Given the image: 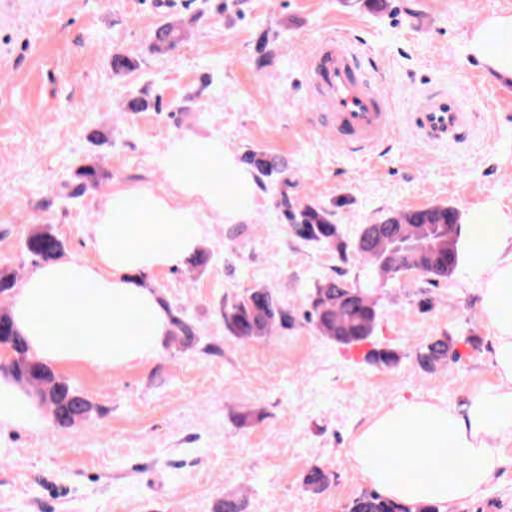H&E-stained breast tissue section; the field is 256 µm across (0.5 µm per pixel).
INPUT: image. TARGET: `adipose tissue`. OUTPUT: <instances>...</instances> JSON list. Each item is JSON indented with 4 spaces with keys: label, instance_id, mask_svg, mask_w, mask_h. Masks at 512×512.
<instances>
[{
    "label": "adipose tissue",
    "instance_id": "obj_1",
    "mask_svg": "<svg viewBox=\"0 0 512 512\" xmlns=\"http://www.w3.org/2000/svg\"><path fill=\"white\" fill-rule=\"evenodd\" d=\"M470 49L489 71L512 75V15L485 18L471 32ZM162 169L164 189L134 186L107 197L91 226L93 260L42 264L13 295L14 325L42 362L112 370L152 356L169 332V318L140 275L196 253L207 215L237 224L253 210L254 178L222 138H174ZM457 233L456 268L479 284L497 384L451 406L398 403L370 420L349 450L375 492L412 508L482 494L503 463L504 442L512 441V215L474 208L460 214ZM487 237L493 247H484ZM493 406L499 409L494 416ZM47 424L36 393L0 373V425L38 431ZM386 448L396 450V462L380 460ZM449 450L467 461L464 471L441 464Z\"/></svg>",
    "mask_w": 512,
    "mask_h": 512
}]
</instances>
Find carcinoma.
<instances>
[{
    "label": "carcinoma",
    "mask_w": 512,
    "mask_h": 512,
    "mask_svg": "<svg viewBox=\"0 0 512 512\" xmlns=\"http://www.w3.org/2000/svg\"><path fill=\"white\" fill-rule=\"evenodd\" d=\"M188 27L182 21L169 22L159 27L152 43L155 52H168L186 37ZM258 67L270 63L274 55L272 41L263 32L256 40ZM138 67L131 57L117 53L112 56V71L121 76ZM261 182H276L287 171L286 165L268 154L249 150L242 156ZM109 173L95 162L80 166L74 181L67 185L68 197L79 198L97 187ZM278 207L284 217L289 235L303 243H314L324 250L347 260L352 253L364 267L361 281L355 284L340 277L318 282L309 292L304 319L317 335L344 347L370 342L378 318L375 291L390 280V274L405 266L433 283L445 280L455 270L456 227L459 209L454 204L431 205L403 211L383 218L374 224L362 226L352 242L344 240L335 213L316 203L302 204L280 195ZM27 256L36 264H44L64 256L63 241L48 225L31 231L24 240ZM16 272L0 268V296L7 297L15 288ZM171 340L183 350L198 347L197 326L186 319L182 311L166 306ZM224 330L236 340L246 343L270 336L277 329L293 325V311L271 288L256 287L246 290L224 302ZM457 342L447 336L434 338L414 351L415 361L424 371H434L458 363L461 354ZM13 351L15 361L9 373L15 380L35 391L48 409L56 425L73 428L99 412L97 405L76 386L60 377L53 368L30 354L26 341L17 332L9 311L0 307V347ZM367 362L389 368L397 362L390 349L372 347L366 354ZM306 488L322 493L330 486V477L314 466L304 480ZM248 500L240 493H230L219 499L214 512H247ZM346 512H410L375 492H366L353 499Z\"/></svg>",
    "instance_id": "cac0c4a2"
}]
</instances>
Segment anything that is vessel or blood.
<instances>
[{
  "instance_id": "b4317fda",
  "label": "vessel or blood",
  "mask_w": 512,
  "mask_h": 512,
  "mask_svg": "<svg viewBox=\"0 0 512 512\" xmlns=\"http://www.w3.org/2000/svg\"><path fill=\"white\" fill-rule=\"evenodd\" d=\"M308 59L307 83L330 113V129L356 148L374 146L388 133L390 114L382 95L363 78L350 46L341 38L328 36L313 46ZM414 123L435 142H459L466 134L463 113L439 96L415 112Z\"/></svg>"
}]
</instances>
